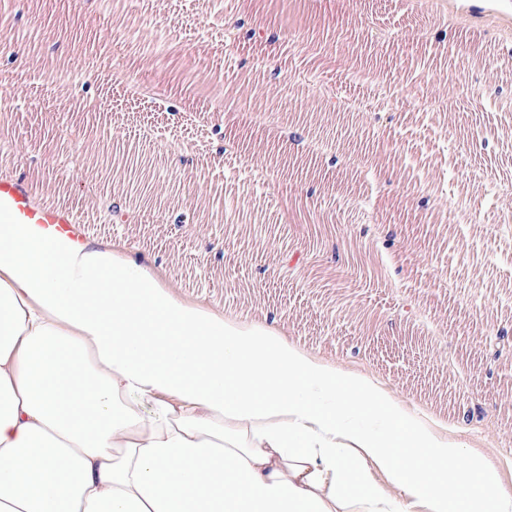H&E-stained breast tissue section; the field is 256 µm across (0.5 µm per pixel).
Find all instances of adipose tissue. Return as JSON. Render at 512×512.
Masks as SVG:
<instances>
[{
  "instance_id": "obj_1",
  "label": "adipose tissue",
  "mask_w": 512,
  "mask_h": 512,
  "mask_svg": "<svg viewBox=\"0 0 512 512\" xmlns=\"http://www.w3.org/2000/svg\"><path fill=\"white\" fill-rule=\"evenodd\" d=\"M395 488L382 493L366 463ZM512 512L486 457L267 318L0 197V512Z\"/></svg>"
}]
</instances>
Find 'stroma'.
Here are the masks:
<instances>
[{"mask_svg":"<svg viewBox=\"0 0 512 512\" xmlns=\"http://www.w3.org/2000/svg\"><path fill=\"white\" fill-rule=\"evenodd\" d=\"M328 25L321 43L262 45L263 76H245L224 53L229 19L250 12L263 23L303 29L301 13L281 0H0V32L13 36L12 62L0 59L9 86V133L0 135V173L38 171L45 205L64 210L92 239L128 242L153 264L172 293L240 320L268 315L284 339L322 362L373 379L436 434L496 461L512 487V351L492 358L485 343L512 326V228L495 196L512 179V12L463 8L456 0H305ZM145 23L149 51L132 50L135 72L159 83L156 102H137L88 71L51 85L57 71L107 54L117 22ZM442 29L444 43H418V28ZM370 30L368 46L356 33ZM207 88L171 112L170 54ZM375 55L386 79L359 80L358 63ZM311 75L295 85L291 74ZM354 94L365 111L312 126L301 148L282 144L288 116L310 110L315 89ZM104 103L82 112L84 96ZM435 111L419 109L421 96ZM250 134L248 146L212 149L215 124ZM89 129L109 145H144L161 164L155 203L135 223L94 207L114 182L99 164L78 171L68 196L54 186L71 162L61 126ZM328 140L346 151L366 143L371 174L390 197L361 212L340 210L361 198L352 173L331 177L316 194L312 178L288 175L286 163ZM419 152L417 180L450 207L473 211L459 224L447 209L417 210L403 157ZM488 172L469 180L470 166ZM189 214L186 224L177 223ZM393 248L384 249L386 231ZM366 251L379 271L360 269Z\"/></svg>","mask_w":512,"mask_h":512,"instance_id":"35a3bbf8","label":"stroma"}]
</instances>
